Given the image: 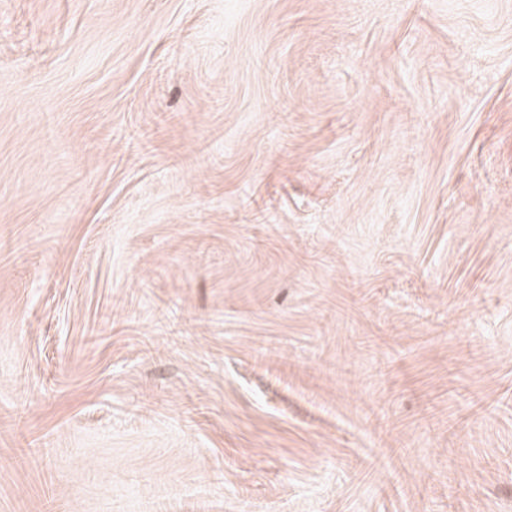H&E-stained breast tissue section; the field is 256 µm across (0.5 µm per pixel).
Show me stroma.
Instances as JSON below:
<instances>
[{
  "instance_id": "obj_1",
  "label": "stroma",
  "mask_w": 512,
  "mask_h": 512,
  "mask_svg": "<svg viewBox=\"0 0 512 512\" xmlns=\"http://www.w3.org/2000/svg\"><path fill=\"white\" fill-rule=\"evenodd\" d=\"M0 512H512V0H0Z\"/></svg>"
}]
</instances>
